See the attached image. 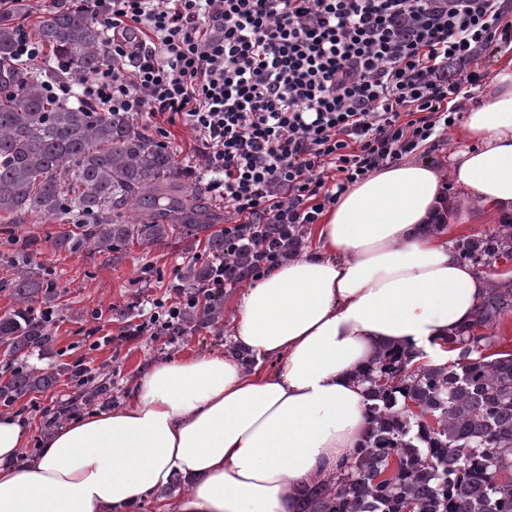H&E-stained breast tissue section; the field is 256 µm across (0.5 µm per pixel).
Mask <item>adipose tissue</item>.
<instances>
[{
  "instance_id": "ef3b65f1",
  "label": "adipose tissue",
  "mask_w": 512,
  "mask_h": 512,
  "mask_svg": "<svg viewBox=\"0 0 512 512\" xmlns=\"http://www.w3.org/2000/svg\"><path fill=\"white\" fill-rule=\"evenodd\" d=\"M459 137L447 172L404 159L352 185L312 247L245 288L228 349L145 365L126 404L59 424L31 458L0 415V512H299L366 429L360 372L386 346L447 364L489 286L448 227L512 212V61Z\"/></svg>"
}]
</instances>
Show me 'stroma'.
Listing matches in <instances>:
<instances>
[{"instance_id": "stroma-1", "label": "stroma", "mask_w": 512, "mask_h": 512, "mask_svg": "<svg viewBox=\"0 0 512 512\" xmlns=\"http://www.w3.org/2000/svg\"><path fill=\"white\" fill-rule=\"evenodd\" d=\"M147 131L164 129L181 167L199 164L202 144L182 123L156 114L143 119ZM62 225L49 221L36 224L0 223V315L14 309L10 288L19 271L40 269L53 288L52 342L13 358L0 352V380L9 368L21 366L35 374L55 376V384L35 390L7 406V413L22 417L29 428V450L37 452L48 431L49 417L62 407L72 415L117 408L128 399V383L141 366L195 350L211 351L228 344L226 326L243 283L224 286L219 294L221 315L211 323L196 318L179 336H123L128 323L142 320L153 300L178 301L188 284L180 273L188 264L207 260L204 237L172 239L162 244L134 243L115 253L91 249L71 253L56 247ZM37 241L36 250H25V241ZM481 273L491 282V294L506 295L500 315L483 329L496 337V350H512V258H497L482 264ZM95 370L92 384L80 380L83 367ZM100 386L94 400H85L90 385Z\"/></svg>"}]
</instances>
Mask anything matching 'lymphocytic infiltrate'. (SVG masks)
I'll list each match as a JSON object with an SVG mask.
<instances>
[{"instance_id":"lymphocytic-infiltrate-1","label":"lymphocytic infiltrate","mask_w":512,"mask_h":512,"mask_svg":"<svg viewBox=\"0 0 512 512\" xmlns=\"http://www.w3.org/2000/svg\"><path fill=\"white\" fill-rule=\"evenodd\" d=\"M111 66L86 78L98 112L179 118L204 146L224 238L251 224L304 233L350 186L447 143L512 44V0H91ZM214 288L128 336L170 335Z\"/></svg>"}]
</instances>
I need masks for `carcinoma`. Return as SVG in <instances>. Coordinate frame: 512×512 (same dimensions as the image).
Instances as JSON below:
<instances>
[{
  "label": "carcinoma",
  "mask_w": 512,
  "mask_h": 512,
  "mask_svg": "<svg viewBox=\"0 0 512 512\" xmlns=\"http://www.w3.org/2000/svg\"><path fill=\"white\" fill-rule=\"evenodd\" d=\"M38 34L64 70L48 68L0 87V218L72 224L56 239L72 253L118 252L134 242L204 232L211 260L187 265L180 277L209 286L224 259V230H213L216 211L184 190L186 173L171 151L126 115L47 95V82L79 83L111 64L105 32L88 5L72 0L52 11ZM16 38L17 26L0 17V62L10 61ZM246 232L251 245L224 268L227 283L257 267L261 241L288 235L274 224ZM503 247L512 250V236L468 240L460 254L492 259ZM12 288L17 306L0 316V348L15 357L50 344L53 335L32 306L51 299L48 283L29 269ZM492 314L484 305L448 337L457 356L443 366L382 350L364 376L362 439L336 474L314 485L300 512H512V352L488 358L494 337L476 332ZM54 383L52 375L14 368L0 382V402L9 406Z\"/></svg>",
  "instance_id": "carcinoma-1"
}]
</instances>
